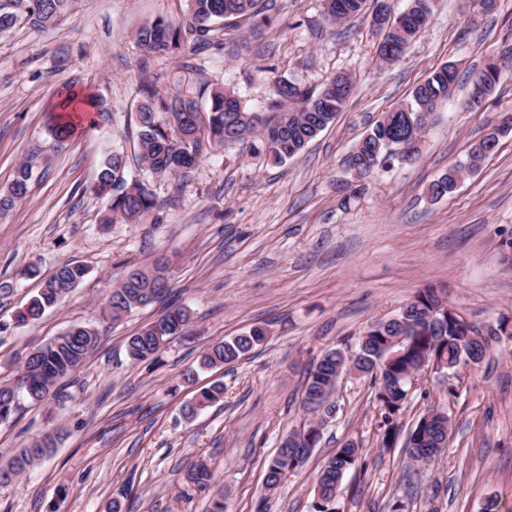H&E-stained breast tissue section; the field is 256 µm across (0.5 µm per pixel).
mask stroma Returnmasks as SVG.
Instances as JSON below:
<instances>
[{
	"label": "stroma",
	"mask_w": 512,
	"mask_h": 512,
	"mask_svg": "<svg viewBox=\"0 0 512 512\" xmlns=\"http://www.w3.org/2000/svg\"><path fill=\"white\" fill-rule=\"evenodd\" d=\"M276 24L250 39L241 60L208 50L199 58L152 59L146 79L198 100L203 83L236 86L249 110L263 111L274 76L315 88L348 73L354 91L335 122L297 157L272 165L241 146H208L183 184L148 178L160 203L137 224L101 228L105 199L92 187L100 163L135 133L137 30L156 19L185 23L183 0H77L58 26L19 20L0 30V192L18 164L38 175L25 198L0 210V320L36 294L66 262L83 281L37 322L0 335V377L33 348L72 325L103 326L99 347L61 379L67 397L55 421L64 436L54 455L0 487V512H208L211 496L189 486L188 465L204 458L224 512H310L314 476L345 441L362 455L342 479L336 512H483L495 498L512 512V341L493 344L481 367L441 381L424 372L409 388L395 445L379 446L381 411L371 377L340 379V409L306 466L263 492V462L303 428L306 369L327 350L355 349L374 322L398 313L423 288L445 286L451 308L477 325L512 316V132L454 194L430 199L428 186L462 162L470 144L512 113V0L485 10L477 0H437L428 25L393 63L377 58L371 13L335 24L321 0H273ZM497 57L501 80L483 104L469 101L470 78ZM456 64L460 82L438 108L419 157L359 179L345 160L384 112L410 99L431 71ZM276 65L269 74L267 65ZM104 97L114 121L93 126L88 102ZM75 132L50 152L51 128ZM168 266V299L103 325L113 288L132 265ZM191 322L156 359L130 362L129 336L168 303ZM265 342L234 364L182 374L204 349L253 326ZM220 381L224 398L185 422L181 404ZM454 395H447V387ZM453 421L448 446L420 475L407 470L408 432L432 406ZM46 404L21 400L0 425V458L38 436Z\"/></svg>",
	"instance_id": "stroma-1"
}]
</instances>
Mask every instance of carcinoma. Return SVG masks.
Wrapping results in <instances>:
<instances>
[{"mask_svg":"<svg viewBox=\"0 0 512 512\" xmlns=\"http://www.w3.org/2000/svg\"><path fill=\"white\" fill-rule=\"evenodd\" d=\"M17 11L0 12V28L13 26L25 19L35 27H55L74 7L75 0H13ZM188 11L184 26H173L162 19L142 27L136 33L138 46L144 52L139 67L144 70L150 59L169 55L190 58L206 49L224 51L229 59H238L247 49V36L261 35L273 23L265 0H185ZM436 0H410L406 11L398 14L392 22L394 31L389 33L388 48L378 49V58L391 63L399 58L404 47L430 20ZM326 19L336 23L355 18L363 13L367 0H322ZM246 25V35L239 40H230L225 30L231 25ZM485 89L472 85L470 96L480 103L486 99L499 82L495 63L487 66ZM458 76L457 68L445 64L433 70L411 93V100L384 113L372 130L357 144L350 154L349 162L357 164L358 172L370 174L376 168L395 162H410L413 157L396 150L390 151L385 140H403L407 137L408 118L417 120L418 129L424 133L437 120V106L448 100ZM346 73L329 77L317 90L295 85L285 78H275V97L267 105L269 115L252 120L248 110L233 87L217 86L208 89L209 108L201 115L195 104L185 103L179 96L164 93L153 81H144L138 86L140 101L135 109L137 126L133 151L138 161L145 165L147 173L169 176L179 180L199 163L203 153L202 135L198 128L205 129L207 143L226 146L240 144L251 155L281 163L298 156L310 141L333 124L345 107L350 91L336 95V86L346 81ZM95 115L93 125H103L112 119V112L101 97L91 101ZM512 124V116L502 120L498 130L473 143L467 153L466 162L453 165L434 179L428 186V195L433 200L442 199L454 192L459 181L468 173L472 163L479 165L492 155L498 145L495 136ZM128 155L115 150L105 158L99 168L93 191L108 198V208L101 223L112 224L123 220L135 224L148 212L158 209L159 203L148 185L137 180L127 182L124 171ZM34 176V164L21 163L13 181L0 193V208L13 206L24 198ZM160 271L156 266L150 270L133 267L125 273L121 283L109 295L103 313L107 322H117L132 310L146 306L164 297L170 291V279L163 275L150 279L152 272ZM84 275L80 265L65 264L47 278L38 294L14 315V325L21 326L39 319L44 312L56 306L74 288ZM443 289L430 286L420 290L414 299L405 305L411 310L410 320L419 330L402 331L399 321L387 319L371 325L359 337L356 367L378 384L375 392L377 406L382 411L384 428L382 438L396 434L399 415L407 396L404 378L422 371V363L432 353L445 356L448 372L454 373L466 367L472 355L486 356L491 343L497 341V327H505L512 320L498 319L496 325L483 331L474 324H465L457 314L436 315L430 319L434 306ZM190 321V312L183 306L170 307L155 321L146 325L139 333L127 340V356L133 362H142L155 357L174 336L181 335ZM406 333L403 354L389 360L384 347L390 338ZM102 330L89 326H74L62 335L33 349L25 357L16 374L0 381V424L11 419L20 396L34 403L53 396L56 404H64V396L54 390L57 382L78 371L101 341ZM265 339L260 327L224 341L212 344L204 351L201 364L204 367L227 365L240 360ZM336 350L327 351L311 367L306 377L305 395L316 394L327 402L334 401L336 394ZM224 387L213 385L203 388L194 398L182 406L183 417L189 421L208 406L219 401ZM427 437L420 438L417 445L404 448L407 466L427 465L434 461L441 449L436 440L449 434V428L432 424L426 430ZM297 445L281 448L265 461V483L260 498L265 492L276 488L281 474L287 467L299 470L311 456L312 449L320 437L306 430L295 434ZM58 430L49 428L28 445L16 449L6 461H0V486L16 482L43 460L49 458L57 447ZM362 450L352 442L336 449L324 462L315 477L312 512H336V480L356 466ZM187 480L201 492L210 490L212 474L208 465L197 460L191 463L186 473Z\"/></svg>","mask_w":512,"mask_h":512,"instance_id":"carcinoma-1","label":"carcinoma"}]
</instances>
